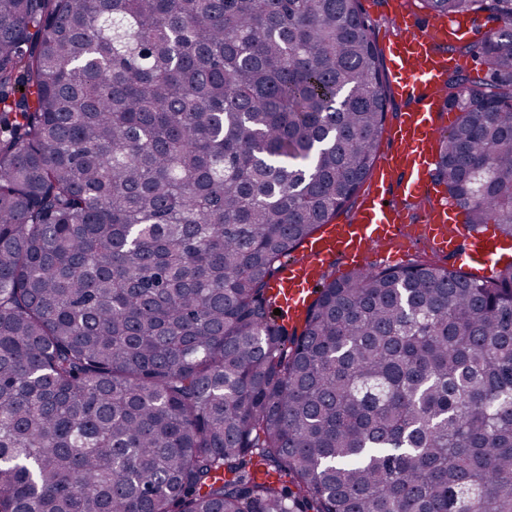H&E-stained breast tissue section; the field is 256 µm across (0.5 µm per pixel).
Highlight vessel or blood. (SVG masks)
I'll return each mask as SVG.
<instances>
[{"label": "vessel or blood", "instance_id": "1", "mask_svg": "<svg viewBox=\"0 0 512 512\" xmlns=\"http://www.w3.org/2000/svg\"><path fill=\"white\" fill-rule=\"evenodd\" d=\"M399 37L383 46L386 73L392 86L414 106L388 132V150L375 172V187L364 197L353 218L344 224H327L287 262L272 288L291 322L303 319L305 306L324 268L336 257L366 260L384 251L409 222V214L388 199L392 182L424 209L422 235L442 251L455 253L464 268L479 265L481 274L493 276L499 257L512 249V240L488 230L471 234L467 248H459L462 232L454 202L430 191V175L439 140L438 112L443 104L435 89L459 65L456 57L441 52L449 42L469 37L473 22L466 15L432 14L424 24L412 22L406 12L395 15Z\"/></svg>", "mask_w": 512, "mask_h": 512}]
</instances>
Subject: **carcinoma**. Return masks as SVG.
I'll return each instance as SVG.
<instances>
[{
	"label": "carcinoma",
	"mask_w": 512,
	"mask_h": 512,
	"mask_svg": "<svg viewBox=\"0 0 512 512\" xmlns=\"http://www.w3.org/2000/svg\"><path fill=\"white\" fill-rule=\"evenodd\" d=\"M369 31L359 0H0V512H512V262L273 314L375 163ZM453 51L433 179L512 239V27Z\"/></svg>",
	"instance_id": "1"
}]
</instances>
